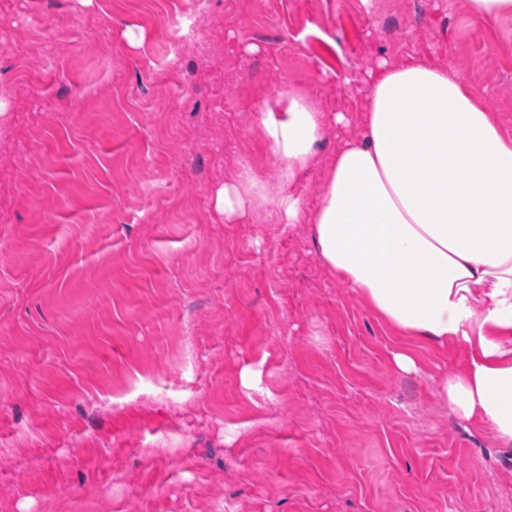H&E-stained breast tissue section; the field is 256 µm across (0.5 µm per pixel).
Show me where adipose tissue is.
Returning a JSON list of instances; mask_svg holds the SVG:
<instances>
[{"label": "adipose tissue", "mask_w": 512, "mask_h": 512, "mask_svg": "<svg viewBox=\"0 0 512 512\" xmlns=\"http://www.w3.org/2000/svg\"><path fill=\"white\" fill-rule=\"evenodd\" d=\"M282 168L263 180L241 160L215 193L225 223L273 202L274 221L311 228L324 268L396 333L466 358L439 396L464 421L512 447V132L473 78L422 60L380 59L370 73L364 134L328 158L316 144L341 114L288 95L259 115ZM322 172V198L294 192Z\"/></svg>", "instance_id": "obj_1"}]
</instances>
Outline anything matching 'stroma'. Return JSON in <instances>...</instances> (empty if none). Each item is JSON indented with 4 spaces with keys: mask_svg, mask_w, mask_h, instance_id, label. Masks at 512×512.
Listing matches in <instances>:
<instances>
[{
    "mask_svg": "<svg viewBox=\"0 0 512 512\" xmlns=\"http://www.w3.org/2000/svg\"><path fill=\"white\" fill-rule=\"evenodd\" d=\"M188 7L0 0V512H507L512 447L437 393L463 349L394 334L309 225L213 194L243 157L278 175L255 115L287 89L346 117L319 154L361 136L381 58L454 64L512 129V16L212 0L175 56Z\"/></svg>",
    "mask_w": 512,
    "mask_h": 512,
    "instance_id": "1",
    "label": "stroma"
}]
</instances>
